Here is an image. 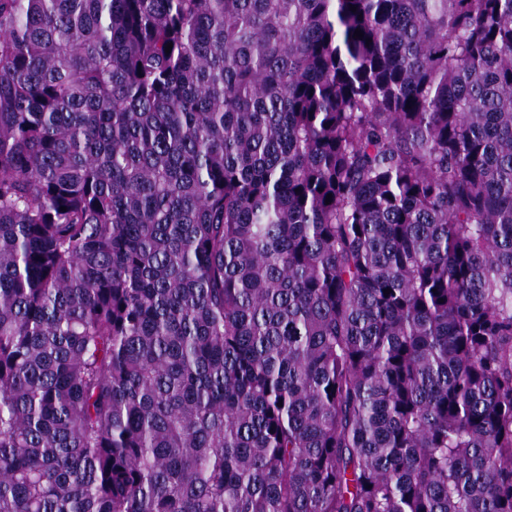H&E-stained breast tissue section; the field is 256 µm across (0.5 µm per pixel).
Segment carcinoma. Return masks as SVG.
Masks as SVG:
<instances>
[{"label":"carcinoma","mask_w":512,"mask_h":512,"mask_svg":"<svg viewBox=\"0 0 512 512\" xmlns=\"http://www.w3.org/2000/svg\"><path fill=\"white\" fill-rule=\"evenodd\" d=\"M0 512H512V0H0Z\"/></svg>","instance_id":"obj_1"}]
</instances>
